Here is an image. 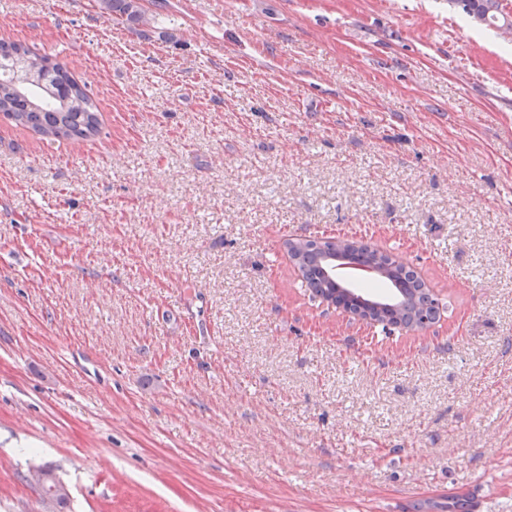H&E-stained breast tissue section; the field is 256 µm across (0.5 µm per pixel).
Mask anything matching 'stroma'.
I'll use <instances>...</instances> for the list:
<instances>
[{"label": "stroma", "mask_w": 512, "mask_h": 512, "mask_svg": "<svg viewBox=\"0 0 512 512\" xmlns=\"http://www.w3.org/2000/svg\"><path fill=\"white\" fill-rule=\"evenodd\" d=\"M0 0L95 138L0 116V512H512V43L451 0ZM444 306L385 333L285 242ZM143 0H97L101 2V9L107 14H118L126 17V20L132 23L147 22L146 10L144 9ZM285 244L313 297L343 304L352 313L384 327L424 329L433 324L440 313L438 298L416 272L377 248L341 237L292 238ZM341 258L347 261L336 263V259ZM351 263L374 268L381 274L388 292L373 295L363 288H355L359 294L348 290L352 287L338 281L335 271L336 266ZM328 306L346 311L342 305ZM371 320L369 323L375 324Z\"/></svg>", "instance_id": "1"}]
</instances>
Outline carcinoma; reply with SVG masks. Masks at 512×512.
<instances>
[{
    "label": "carcinoma",
    "mask_w": 512,
    "mask_h": 512,
    "mask_svg": "<svg viewBox=\"0 0 512 512\" xmlns=\"http://www.w3.org/2000/svg\"><path fill=\"white\" fill-rule=\"evenodd\" d=\"M107 14L127 21H146L142 0H99ZM476 24L493 25L508 36L512 20L502 14L499 0H453ZM0 113L16 126L47 140H85L100 133V120L87 86L67 68L28 46L0 42ZM312 296L342 304L352 313L383 326L424 329L435 322L440 302L416 272L389 254L341 237L292 238L286 241ZM345 258L375 269L388 292L373 295L340 287L336 260Z\"/></svg>",
    "instance_id": "carcinoma-1"
}]
</instances>
